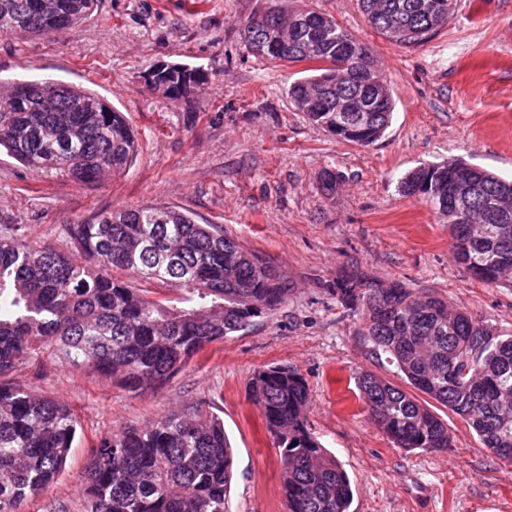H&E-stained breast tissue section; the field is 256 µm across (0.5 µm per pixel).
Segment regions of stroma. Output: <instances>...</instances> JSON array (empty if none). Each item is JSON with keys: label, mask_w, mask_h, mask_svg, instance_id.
Here are the masks:
<instances>
[{"label": "stroma", "mask_w": 512, "mask_h": 512, "mask_svg": "<svg viewBox=\"0 0 512 512\" xmlns=\"http://www.w3.org/2000/svg\"><path fill=\"white\" fill-rule=\"evenodd\" d=\"M271 6L331 16L370 48L396 103L381 139L337 141L293 107L287 91L304 63L267 62L241 35L244 21ZM162 63L201 69L202 89L178 98L149 90L145 77ZM27 79L104 97L125 115L138 151L123 172L94 184L0 153V225H26L30 239L62 249L64 225L175 206L279 265L291 294L155 388L130 392L50 362L17 373L16 384L64 402L80 423L65 468L20 512H45L52 501L84 512L98 439L173 409L223 419L234 448L228 512H288L280 452L247 390L271 364L305 378L307 426L347 472L350 512H512V462L450 409L428 403L451 436L442 452L397 448L373 422L358 397L360 373L405 381L372 358L356 319L329 292L346 269L382 284L399 279L512 335V288L476 280L454 260L443 216L398 191L415 167L451 159L512 178V0H457L447 27L416 48L373 29L360 0H98L76 29L0 37V82ZM326 169L340 178L331 198L319 188Z\"/></svg>", "instance_id": "1"}]
</instances>
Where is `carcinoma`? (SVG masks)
Here are the masks:
<instances>
[{
    "label": "carcinoma",
    "mask_w": 512,
    "mask_h": 512,
    "mask_svg": "<svg viewBox=\"0 0 512 512\" xmlns=\"http://www.w3.org/2000/svg\"><path fill=\"white\" fill-rule=\"evenodd\" d=\"M97 0H0V36H45L73 28ZM431 0H361L372 28L415 48L453 15H434ZM275 8L247 19L243 39L271 62H307L308 75L288 89L293 106L337 140L360 146L389 127L395 103L388 85L376 111L336 116V99L365 91L364 74L344 77L336 60L346 47H369L336 20L313 10L276 27ZM205 74L183 65L152 71L149 89L169 97L198 90ZM0 104V150L33 171L94 182L133 161L138 141L121 112L100 96L61 82L24 80ZM339 187L320 176L323 195ZM400 191L447 217L451 251L479 281L512 287V179L461 160L408 173ZM470 223L460 224V215ZM73 252L28 241L27 228L0 225V512H19L64 469L79 421L63 402L12 382L44 360L59 361L130 391L159 386L207 346L273 315L290 288L277 266L240 246L213 224H197L170 206L146 205L67 224ZM115 271H129L123 280ZM175 288L185 306L149 295L137 281ZM360 317L359 335L376 359L394 366L416 391L461 416L498 458L512 462V336L448 307L433 293L399 280L386 285L351 270L330 289ZM359 397L398 448L435 452L450 446L448 426L413 394L370 371ZM248 393L280 450L288 512H350V479L307 428L308 385L286 365L253 373ZM233 450L213 413L172 410L142 428L95 445L85 470V512H226Z\"/></svg>",
    "instance_id": "cac0c4a2"
}]
</instances>
